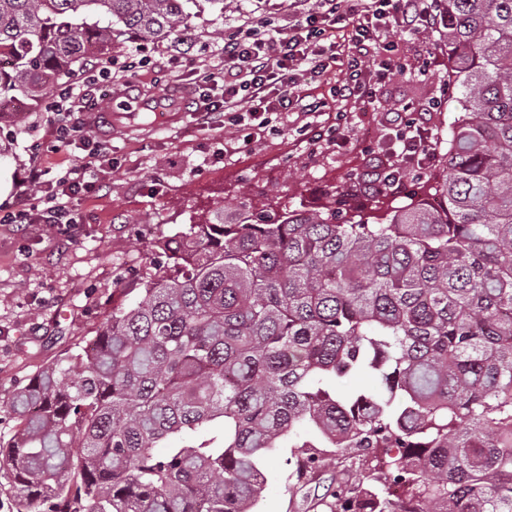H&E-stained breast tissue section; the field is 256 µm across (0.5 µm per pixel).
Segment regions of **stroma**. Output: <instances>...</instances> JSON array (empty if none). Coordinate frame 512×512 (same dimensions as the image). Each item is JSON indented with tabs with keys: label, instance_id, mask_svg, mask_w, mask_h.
<instances>
[{
	"label": "stroma",
	"instance_id": "stroma-1",
	"mask_svg": "<svg viewBox=\"0 0 512 512\" xmlns=\"http://www.w3.org/2000/svg\"><path fill=\"white\" fill-rule=\"evenodd\" d=\"M245 16L254 21L271 17L284 26L288 6L224 0L223 15L207 10L195 19L187 38L194 54L207 58L217 47L213 29ZM441 39L433 32L398 42L394 55L401 71L378 86L369 106L333 98V86L346 77L338 65L325 78L301 84L302 94L325 102L324 112L314 117L289 111L257 130L246 149L238 141V127L200 126L202 100L193 92V76L171 73L166 55L149 45L150 65L128 81L101 88L94 108H106L110 93L120 89L145 98L165 86L180 91L182 120L164 125L148 115L114 130L106 141L103 187L73 199L79 222L68 234L48 224H0V434L12 431L10 395L43 366L86 344L113 305L134 297L142 274L161 260L155 239L183 231L196 212L231 202L241 189L259 205L320 208L332 194H344L375 157L390 151L387 115L407 103L419 109L420 122L438 137L425 175L441 171L448 129L459 115L447 90ZM340 115L345 138L338 142L326 131ZM62 121L42 102L27 104L20 114L0 112V147L6 149L0 175L10 181L0 208L15 207L35 194L26 182L31 168L53 178L80 163L84 152L78 146L56 147L55 128ZM425 175L406 170L399 192L386 193V205L399 207L419 196ZM289 456V449L278 448L266 458L258 512H314L305 492L292 490L296 478Z\"/></svg>",
	"mask_w": 512,
	"mask_h": 512
}]
</instances>
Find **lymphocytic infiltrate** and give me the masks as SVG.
<instances>
[{
	"instance_id": "obj_1",
	"label": "lymphocytic infiltrate",
	"mask_w": 512,
	"mask_h": 512,
	"mask_svg": "<svg viewBox=\"0 0 512 512\" xmlns=\"http://www.w3.org/2000/svg\"><path fill=\"white\" fill-rule=\"evenodd\" d=\"M292 22L285 27L264 20L261 25H232L224 30V41L209 64L166 47L172 68L198 76L197 86L208 94L221 88L219 99L209 100L201 118L204 125L239 124L241 99H248L249 128L268 126L273 116L300 109L319 111L318 103L304 102L298 90L301 78L325 76L337 60V25L348 28L351 51L344 63L346 78L335 88L337 97L372 99L374 85L389 81L400 66L392 54L396 39L423 32H439L448 25L441 0H289ZM393 157L378 165L373 183L382 189H399L407 168L425 169L431 157V136L415 120L396 116ZM57 137L63 145L87 144L80 165L55 179L40 203L15 214L0 217L4 224H53L67 231L76 218L68 201L77 195L98 192V167L106 147L91 140L84 123L62 124Z\"/></svg>"
}]
</instances>
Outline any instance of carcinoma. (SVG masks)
<instances>
[{
  "instance_id": "1",
  "label": "carcinoma",
  "mask_w": 512,
  "mask_h": 512,
  "mask_svg": "<svg viewBox=\"0 0 512 512\" xmlns=\"http://www.w3.org/2000/svg\"><path fill=\"white\" fill-rule=\"evenodd\" d=\"M202 1L224 13L0 0V100L46 98L122 36H180ZM443 6L461 115L431 193L383 217L244 194L159 240L134 299L11 396L12 512H254L285 444L305 485L340 454L372 476L323 512H512V0ZM351 376L375 390L337 392Z\"/></svg>"
}]
</instances>
